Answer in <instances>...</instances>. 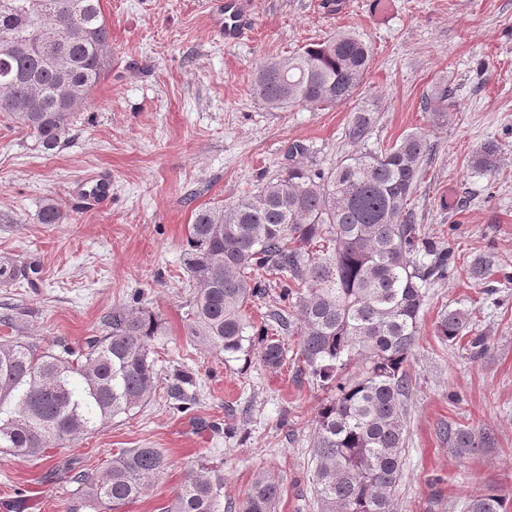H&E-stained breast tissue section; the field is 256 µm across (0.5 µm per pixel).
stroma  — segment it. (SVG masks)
Instances as JSON below:
<instances>
[{
  "instance_id": "stroma-1",
  "label": "stroma",
  "mask_w": 512,
  "mask_h": 512,
  "mask_svg": "<svg viewBox=\"0 0 512 512\" xmlns=\"http://www.w3.org/2000/svg\"><path fill=\"white\" fill-rule=\"evenodd\" d=\"M208 2L102 0L115 64L57 150L42 152L0 117V263L28 273L0 283V336L75 346L119 307L145 308L161 321L150 341L159 376L150 402L52 458L0 456V512H66L73 485L61 462L74 458L92 471L114 450L143 446L162 450L171 465L119 512H162L199 461L224 470V512H238L262 472L281 483L275 512H318L314 417L330 391L294 365L273 369L255 353L231 358L187 335L188 227L196 208L284 176L296 144L308 148L305 164L327 170L415 131L430 151L410 206L456 269L426 287L394 512H465L483 484L512 512V0H391L383 25L367 0H347L340 14L329 0H252L255 31L237 45L211 34ZM348 29L373 48L349 99L282 111L256 97L260 62ZM445 89L450 107L439 112ZM360 110L371 126L355 143L346 131ZM491 142L498 170L476 172L471 160ZM97 170L112 177L104 210L72 196ZM48 198L67 213L65 223H39ZM476 260L485 273L473 279L466 268ZM448 309L471 312L487 346L481 357L437 338L436 319ZM180 373L194 378L184 411L168 392ZM444 422L492 432L495 443L457 452L437 433Z\"/></svg>"
}]
</instances>
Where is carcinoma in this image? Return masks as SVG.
I'll return each instance as SVG.
<instances>
[{"mask_svg":"<svg viewBox=\"0 0 512 512\" xmlns=\"http://www.w3.org/2000/svg\"><path fill=\"white\" fill-rule=\"evenodd\" d=\"M14 2L0 11V112L53 151L112 73V35L101 0ZM371 58L361 34L341 30L260 63L253 91L271 110L325 109L353 95ZM370 125L356 113L348 137L364 140ZM427 152L425 135L414 132L329 171L294 160L284 176L231 204L197 208L189 225L187 335L229 355L255 350L275 368L288 360L280 335H296L299 371L332 391L316 415L319 512H394L412 393L407 363L426 286L454 272L450 250L428 241L409 208ZM497 153L487 145L473 167L495 173ZM65 220L54 200L43 202L39 223ZM260 271L281 286L283 306L252 335L245 310L261 295ZM471 324L470 313L450 310L435 333L453 345ZM159 327L147 309L114 308L103 334L77 348L0 339V453L42 459L147 403L157 390L150 340ZM443 435L465 453L485 445L465 426L450 424ZM169 466L158 448H122L101 469L71 476L74 500L115 512L146 496ZM280 492L274 476L259 475L241 512H273ZM466 509L503 512V499L478 489ZM164 512H224V470L198 462Z\"/></svg>","mask_w":512,"mask_h":512,"instance_id":"obj_1","label":"carcinoma"}]
</instances>
